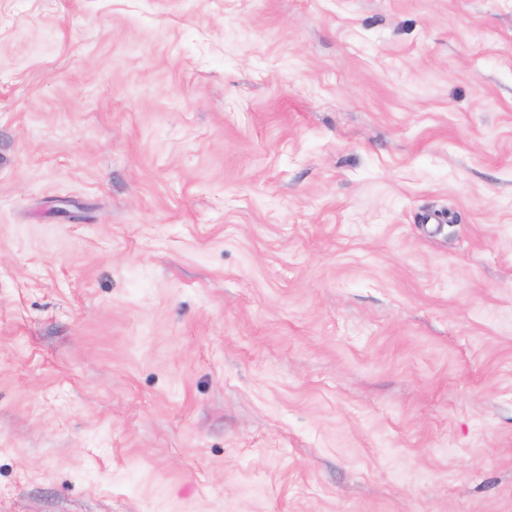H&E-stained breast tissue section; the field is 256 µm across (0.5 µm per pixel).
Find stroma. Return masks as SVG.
<instances>
[{"instance_id":"stroma-1","label":"stroma","mask_w":512,"mask_h":512,"mask_svg":"<svg viewBox=\"0 0 512 512\" xmlns=\"http://www.w3.org/2000/svg\"><path fill=\"white\" fill-rule=\"evenodd\" d=\"M0 512H512V0H0Z\"/></svg>"}]
</instances>
